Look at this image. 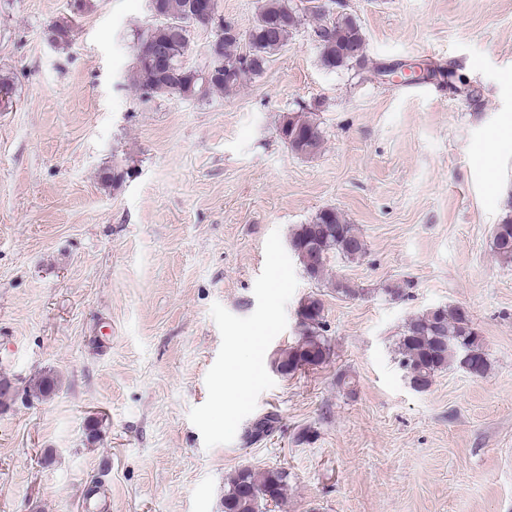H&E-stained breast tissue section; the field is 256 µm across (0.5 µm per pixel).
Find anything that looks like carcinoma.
Masks as SVG:
<instances>
[{"instance_id": "obj_1", "label": "carcinoma", "mask_w": 512, "mask_h": 512, "mask_svg": "<svg viewBox=\"0 0 512 512\" xmlns=\"http://www.w3.org/2000/svg\"><path fill=\"white\" fill-rule=\"evenodd\" d=\"M190 0H156L158 18L137 37L134 45V83L145 97L176 96L204 98L211 92L236 86L248 74L261 73L268 59L288 40L301 24L304 14L325 15L321 0H306L298 6L292 0H263L249 29L234 34L236 25L224 20L219 31L224 38L220 54L224 71L209 77L186 63L193 51L190 40ZM53 44L71 41L72 21L57 20L49 25ZM318 60L323 69L335 72L365 59V34L351 16L328 19L313 29ZM245 50L238 51L239 45ZM277 133L291 152L301 156L315 154L323 141L318 124L301 112L283 116ZM289 247L299 260L304 275L319 282L326 262L335 254L357 259L365 254V243L343 215L333 208L319 211L307 224H298L289 235ZM491 250L503 263L512 264V217L495 225ZM297 320L301 336L280 351L273 366L287 376L299 369L320 365L329 358L331 348L324 336V304L312 294L298 305ZM400 364L411 385L427 390L441 371L456 367L471 376L482 377L489 369L484 340L460 306H437L412 318L399 338ZM290 473L284 467L256 472L240 469L224 489V512H260L267 502L282 503L288 495Z\"/></svg>"}]
</instances>
